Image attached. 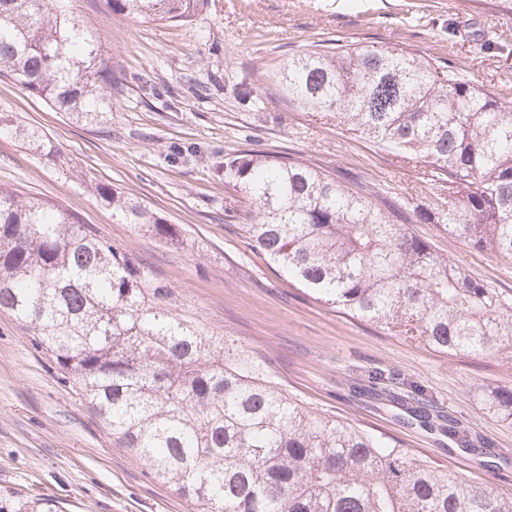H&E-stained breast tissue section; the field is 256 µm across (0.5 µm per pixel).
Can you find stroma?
Returning a JSON list of instances; mask_svg holds the SVG:
<instances>
[{
	"label": "stroma",
	"instance_id": "35a3bbf8",
	"mask_svg": "<svg viewBox=\"0 0 512 512\" xmlns=\"http://www.w3.org/2000/svg\"><path fill=\"white\" fill-rule=\"evenodd\" d=\"M106 43L116 86L104 126L69 119L0 77V105L58 142L54 166L0 135V185L58 203L177 292V311L241 346L311 412L385 435L444 469L512 492V423L484 390L512 389V351L446 356L316 300L252 249L248 201L214 170L242 149L302 160L350 188L444 202L446 179L290 104L276 74L312 46L391 44L512 92V0H208L190 24L131 20L106 0H66ZM136 196L172 224L168 245L118 223L91 181ZM411 230L470 276L512 296V264L434 224ZM382 373L391 401L368 392ZM420 386L434 409L484 442V456L406 421ZM0 512H195L119 448L55 359L0 311Z\"/></svg>",
	"mask_w": 512,
	"mask_h": 512
}]
</instances>
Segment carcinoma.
<instances>
[{"label": "carcinoma", "mask_w": 512, "mask_h": 512, "mask_svg": "<svg viewBox=\"0 0 512 512\" xmlns=\"http://www.w3.org/2000/svg\"><path fill=\"white\" fill-rule=\"evenodd\" d=\"M208 0H107L129 19L187 22ZM0 76L78 122L112 120L101 37L63 0H0ZM288 101L448 177V201L414 208L512 262V101L400 47L300 52L277 73ZM49 164L61 145L0 109ZM251 202L253 247L343 314L446 355L512 344V297L471 278L378 204L303 161L243 150L215 162ZM125 224L176 230L98 182ZM174 289L51 201L0 187V310L71 375L116 445L198 512H512V493L308 412L246 351L184 319ZM512 422V390L487 391ZM410 419L473 452L476 439L419 395Z\"/></svg>", "instance_id": "cac0c4a2"}]
</instances>
